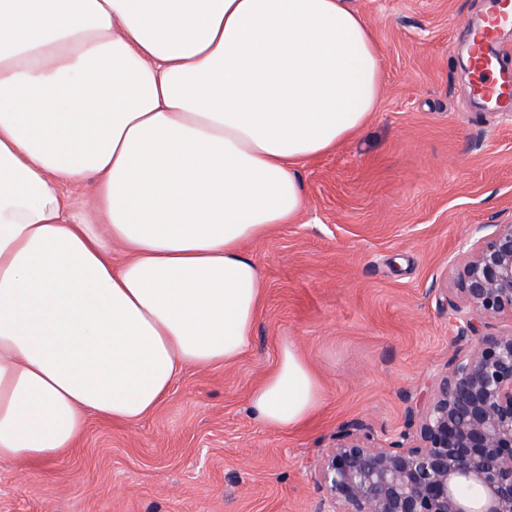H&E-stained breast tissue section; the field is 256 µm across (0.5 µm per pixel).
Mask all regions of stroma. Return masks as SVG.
Listing matches in <instances>:
<instances>
[{
  "instance_id": "35a3bbf8",
  "label": "stroma",
  "mask_w": 512,
  "mask_h": 512,
  "mask_svg": "<svg viewBox=\"0 0 512 512\" xmlns=\"http://www.w3.org/2000/svg\"><path fill=\"white\" fill-rule=\"evenodd\" d=\"M382 48L368 126L301 172L295 223L247 245L265 282L250 348L187 367L135 422L89 417L75 448L0 463V512H317L315 472L362 420L388 444L414 431L416 395L461 350L441 290L473 224L512 221V116L470 92L464 23L484 0H352ZM293 342L319 407L264 425L250 395Z\"/></svg>"
}]
</instances>
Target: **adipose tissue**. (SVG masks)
Returning a JSON list of instances; mask_svg holds the SVG:
<instances>
[{
	"label": "adipose tissue",
	"mask_w": 512,
	"mask_h": 512,
	"mask_svg": "<svg viewBox=\"0 0 512 512\" xmlns=\"http://www.w3.org/2000/svg\"><path fill=\"white\" fill-rule=\"evenodd\" d=\"M382 85L349 0H0V463L241 356L265 289L244 244L298 219L301 168ZM83 182L88 206L62 190ZM320 399L286 343L250 404L287 429Z\"/></svg>",
	"instance_id": "adipose-tissue-1"
}]
</instances>
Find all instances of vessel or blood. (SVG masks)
<instances>
[{
    "instance_id": "1",
    "label": "vessel or blood",
    "mask_w": 512,
    "mask_h": 512,
    "mask_svg": "<svg viewBox=\"0 0 512 512\" xmlns=\"http://www.w3.org/2000/svg\"><path fill=\"white\" fill-rule=\"evenodd\" d=\"M509 27L512 0H491L483 25L472 29L469 48L470 66L479 78V95L500 112H512V78L495 73L492 63L498 58V36Z\"/></svg>"
}]
</instances>
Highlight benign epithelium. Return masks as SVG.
Listing matches in <instances>:
<instances>
[{
	"label": "benign epithelium",
	"mask_w": 512,
	"mask_h": 512,
	"mask_svg": "<svg viewBox=\"0 0 512 512\" xmlns=\"http://www.w3.org/2000/svg\"><path fill=\"white\" fill-rule=\"evenodd\" d=\"M468 239L450 301L466 350L419 394L413 435L377 444L360 420L336 434L318 512H512V327L490 332L512 318V224Z\"/></svg>",
	"instance_id": "1"
}]
</instances>
